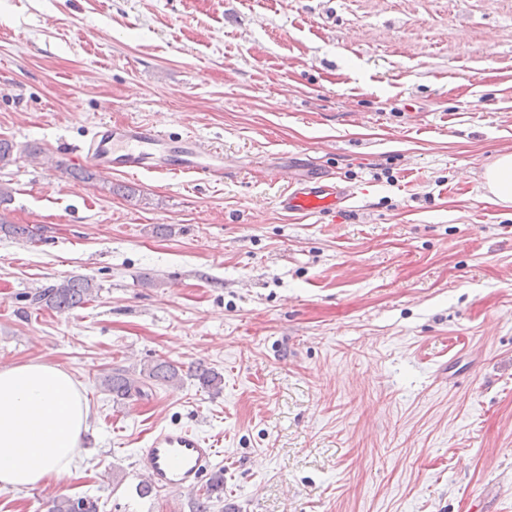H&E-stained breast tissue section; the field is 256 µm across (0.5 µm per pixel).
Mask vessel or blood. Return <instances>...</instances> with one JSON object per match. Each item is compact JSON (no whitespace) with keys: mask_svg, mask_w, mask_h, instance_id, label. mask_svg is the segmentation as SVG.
Listing matches in <instances>:
<instances>
[{"mask_svg":"<svg viewBox=\"0 0 512 512\" xmlns=\"http://www.w3.org/2000/svg\"><path fill=\"white\" fill-rule=\"evenodd\" d=\"M72 161L91 162L106 173H145L205 177L223 173L224 155L186 141L171 148L166 133L155 127L110 120L99 123L91 141L72 153ZM359 189L328 179L291 181L278 200L293 215L329 214L347 208ZM218 450L187 428H165L152 435L137 456L144 481L160 492L195 490L210 471Z\"/></svg>","mask_w":512,"mask_h":512,"instance_id":"vessel-or-blood-1","label":"vessel or blood"}]
</instances>
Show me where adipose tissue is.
<instances>
[{
    "instance_id": "adipose-tissue-1",
    "label": "adipose tissue",
    "mask_w": 512,
    "mask_h": 512,
    "mask_svg": "<svg viewBox=\"0 0 512 512\" xmlns=\"http://www.w3.org/2000/svg\"><path fill=\"white\" fill-rule=\"evenodd\" d=\"M491 202L512 207V151L483 173ZM89 407L62 369L29 362L0 369V489L49 484L70 472L88 429Z\"/></svg>"
}]
</instances>
